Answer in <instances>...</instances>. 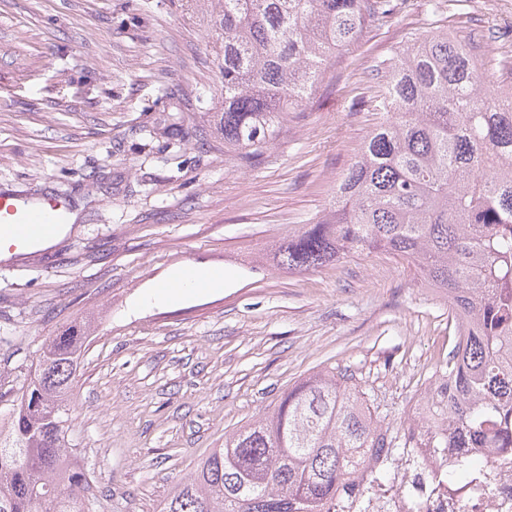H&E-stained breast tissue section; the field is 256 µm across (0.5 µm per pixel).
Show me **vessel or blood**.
<instances>
[{
  "label": "vessel or blood",
  "instance_id": "vessel-or-blood-1",
  "mask_svg": "<svg viewBox=\"0 0 512 512\" xmlns=\"http://www.w3.org/2000/svg\"><path fill=\"white\" fill-rule=\"evenodd\" d=\"M69 204L54 195L30 199L0 196V224L14 227L11 237L0 240V251L16 254L52 237L67 220Z\"/></svg>",
  "mask_w": 512,
  "mask_h": 512
}]
</instances>
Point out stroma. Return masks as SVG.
<instances>
[{
	"label": "stroma",
	"instance_id": "35a3bbf8",
	"mask_svg": "<svg viewBox=\"0 0 512 512\" xmlns=\"http://www.w3.org/2000/svg\"><path fill=\"white\" fill-rule=\"evenodd\" d=\"M401 0L395 24L333 58L277 145L225 155L207 0H0V193L67 196L56 244L0 269V416L44 342L91 326L69 405L87 512H160L224 438L317 370L352 373L391 435L446 358L448 301L385 253L306 272L272 246L327 207L379 122L369 67L437 28L512 50V0ZM220 288L150 303L178 269Z\"/></svg>",
	"mask_w": 512,
	"mask_h": 512
}]
</instances>
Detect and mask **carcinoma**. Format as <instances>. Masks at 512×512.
<instances>
[{"label":"carcinoma","mask_w":512,"mask_h":512,"mask_svg":"<svg viewBox=\"0 0 512 512\" xmlns=\"http://www.w3.org/2000/svg\"><path fill=\"white\" fill-rule=\"evenodd\" d=\"M220 38L224 153L254 165L306 104L331 57L394 15L390 0H211ZM509 56L481 58L457 34L430 31L371 66L386 116L363 141L328 211L274 247L305 272L379 251L405 261L469 326L433 371L426 448L456 453L448 487L512 448V88ZM89 339L49 337L0 421V512H84L89 490L68 439V395ZM416 436L384 429L353 374L324 368L225 438L181 480L161 512H330L378 451Z\"/></svg>","instance_id":"obj_1"}]
</instances>
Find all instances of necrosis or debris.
Wrapping results in <instances>:
<instances>
[{
	"mask_svg": "<svg viewBox=\"0 0 512 512\" xmlns=\"http://www.w3.org/2000/svg\"><path fill=\"white\" fill-rule=\"evenodd\" d=\"M362 494L341 497L335 512H512V449L480 466L456 491L431 448L406 449L387 481L358 473Z\"/></svg>",
	"mask_w": 512,
	"mask_h": 512,
	"instance_id": "necrosis-or-debris-1",
	"label": "necrosis or debris"
}]
</instances>
